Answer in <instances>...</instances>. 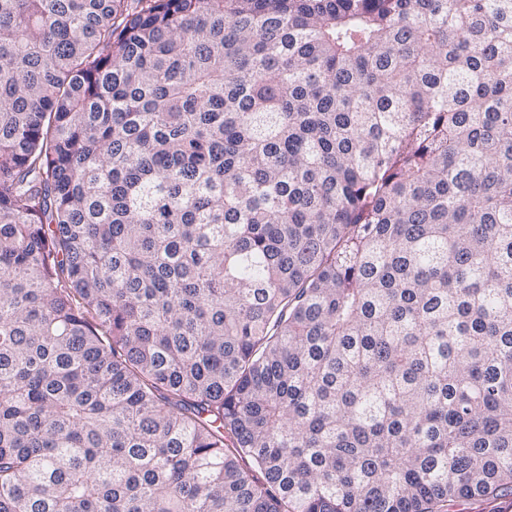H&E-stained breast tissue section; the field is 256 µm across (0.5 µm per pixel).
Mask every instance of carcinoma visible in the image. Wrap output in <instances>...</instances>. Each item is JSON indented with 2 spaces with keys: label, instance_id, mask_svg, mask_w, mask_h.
I'll return each mask as SVG.
<instances>
[{
  "label": "carcinoma",
  "instance_id": "carcinoma-1",
  "mask_svg": "<svg viewBox=\"0 0 512 512\" xmlns=\"http://www.w3.org/2000/svg\"><path fill=\"white\" fill-rule=\"evenodd\" d=\"M512 495V0H0V512Z\"/></svg>",
  "mask_w": 512,
  "mask_h": 512
}]
</instances>
